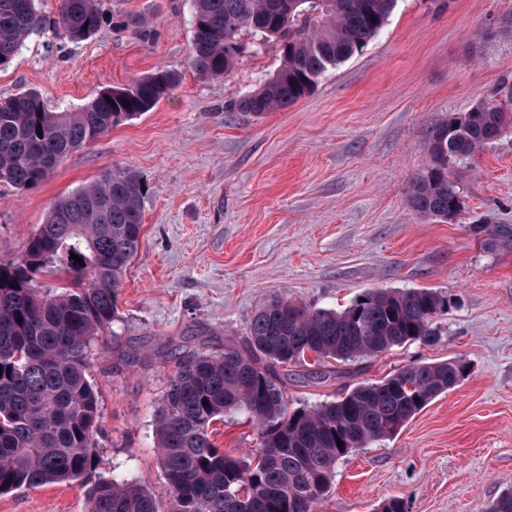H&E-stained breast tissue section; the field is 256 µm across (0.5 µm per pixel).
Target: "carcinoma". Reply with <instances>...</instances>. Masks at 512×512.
I'll use <instances>...</instances> for the list:
<instances>
[{
  "label": "carcinoma",
  "instance_id": "cac0c4a2",
  "mask_svg": "<svg viewBox=\"0 0 512 512\" xmlns=\"http://www.w3.org/2000/svg\"><path fill=\"white\" fill-rule=\"evenodd\" d=\"M193 2L189 64L202 79L234 72L244 31L256 51L278 44V68L236 101L239 111L261 117L311 94L328 69L362 52L395 0ZM106 26L112 11L105 0H57L51 18L36 0H0V69L35 35L81 42ZM178 81L177 71L157 70L130 86L103 88L76 112L49 111L33 90L0 98V185L44 182L84 145L151 111ZM510 116L512 96L435 124L428 165L410 186L414 211L448 220L460 208L448 163L471 159ZM144 187L131 170L103 173L59 197L23 253L0 262V494L90 477L99 466L102 414L89 349L117 318L122 275L141 245ZM473 231L492 248H512L511 224H475ZM58 271L69 284L46 291L41 279ZM449 307L428 288L369 290L340 311L272 300L253 316L246 347L176 359L156 426L168 501L135 478L99 474L88 512H317L340 460L395 433L468 367L410 363L337 400L295 409L277 367L305 365L310 355L317 364L348 362L407 342L433 346L436 320ZM229 414H245L258 428V448L247 459L211 440L210 425Z\"/></svg>",
  "mask_w": 512,
  "mask_h": 512
}]
</instances>
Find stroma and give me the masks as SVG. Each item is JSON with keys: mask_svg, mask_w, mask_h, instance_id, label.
<instances>
[{"mask_svg": "<svg viewBox=\"0 0 512 512\" xmlns=\"http://www.w3.org/2000/svg\"><path fill=\"white\" fill-rule=\"evenodd\" d=\"M114 24L91 39L25 42L0 70V97L38 91L79 110L102 88L165 67L180 83L158 105L75 151L42 184L0 185V261L21 254L52 202L108 169L148 187L141 248L124 272L118 317L92 345L101 394L100 472L135 475L158 499L156 422L176 356L244 346L271 298L341 310L368 290L429 288L451 302L439 342L290 367L291 406L338 398L412 362L463 360L467 376L396 433L336 466L317 512H373L399 497L409 512H485L512 489V251L472 227L512 224V126L448 174L462 211L415 212L412 179L438 122L512 95V0H396L379 34L329 69L314 92L261 117L234 107L279 65L244 53L227 79L187 65L192 0H106ZM212 440L245 457L244 416L215 421ZM84 481L0 494V512H86Z\"/></svg>", "mask_w": 512, "mask_h": 512, "instance_id": "stroma-1", "label": "stroma"}]
</instances>
